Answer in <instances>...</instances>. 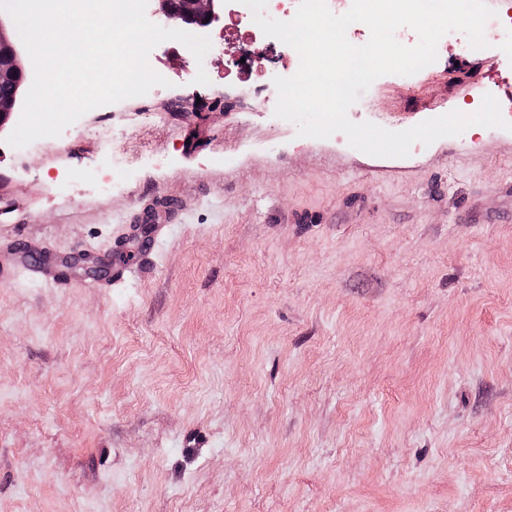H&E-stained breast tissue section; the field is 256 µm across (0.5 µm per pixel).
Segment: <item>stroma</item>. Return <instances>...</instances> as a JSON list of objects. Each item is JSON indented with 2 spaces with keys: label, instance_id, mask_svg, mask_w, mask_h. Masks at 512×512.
<instances>
[{
  "label": "stroma",
  "instance_id": "obj_1",
  "mask_svg": "<svg viewBox=\"0 0 512 512\" xmlns=\"http://www.w3.org/2000/svg\"><path fill=\"white\" fill-rule=\"evenodd\" d=\"M485 35L351 120L511 110L512 39ZM149 63L162 96L43 149L0 129V245L127 268L0 282V512H512V131L376 157L255 111L223 50ZM112 148L130 175L99 195ZM158 194L179 211L145 249Z\"/></svg>",
  "mask_w": 512,
  "mask_h": 512
}]
</instances>
